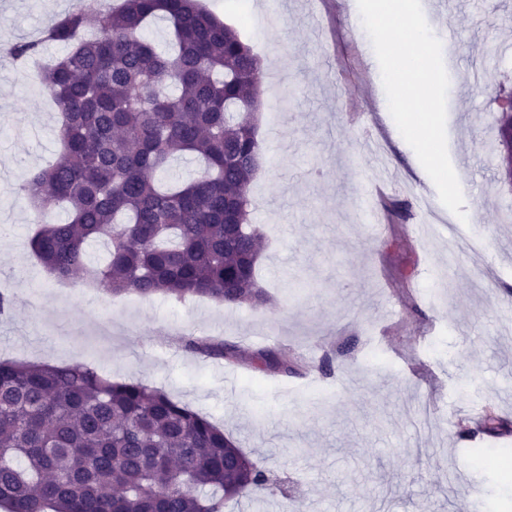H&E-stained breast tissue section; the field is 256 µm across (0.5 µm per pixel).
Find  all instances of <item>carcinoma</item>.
Returning a JSON list of instances; mask_svg holds the SVG:
<instances>
[{
	"label": "carcinoma",
	"instance_id": "obj_1",
	"mask_svg": "<svg viewBox=\"0 0 512 512\" xmlns=\"http://www.w3.org/2000/svg\"><path fill=\"white\" fill-rule=\"evenodd\" d=\"M169 23L157 50L150 24ZM66 48L37 71L61 112L62 155L20 186L34 216L68 220L30 240L57 280L85 276L118 297L157 294L260 308L255 267L263 233L249 223L250 185L263 165L259 59L201 0H78L37 40L9 47L18 62L44 43ZM186 154L196 178L162 175ZM110 244L93 266L88 245ZM184 347L239 360L238 347L186 336ZM263 372L294 374L286 351H259ZM241 449L188 405L85 365L0 361V508L6 512H224L267 489L235 464Z\"/></svg>",
	"mask_w": 512,
	"mask_h": 512
}]
</instances>
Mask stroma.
<instances>
[{
    "label": "stroma",
    "mask_w": 512,
    "mask_h": 512,
    "mask_svg": "<svg viewBox=\"0 0 512 512\" xmlns=\"http://www.w3.org/2000/svg\"><path fill=\"white\" fill-rule=\"evenodd\" d=\"M77 0H0V358L89 365L162 390L221 426L280 489L263 512H512V431L462 441L486 406L512 424V191L499 174L495 96L512 87V0H452L460 47L449 78L447 149L466 153V221L451 222L408 143L365 142L359 117L385 94L352 38L357 0H204L261 59L266 149L250 221L266 235L261 309L159 295L120 299L48 275L31 252L19 183L57 158L60 115L6 55ZM500 46L484 71L486 47ZM406 201L382 234L357 199L373 185ZM288 349L294 375L235 367L180 347Z\"/></svg>",
    "instance_id": "35a3bbf8"
}]
</instances>
